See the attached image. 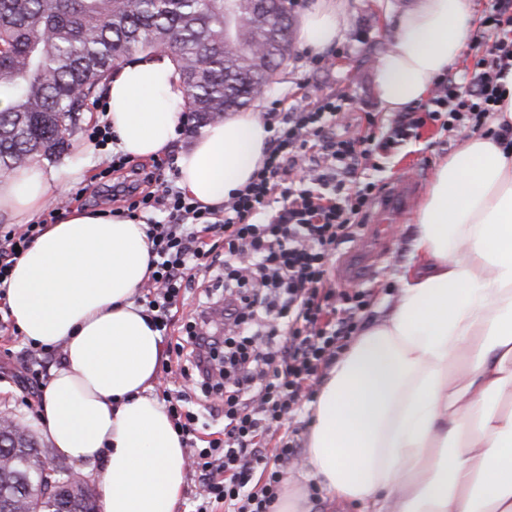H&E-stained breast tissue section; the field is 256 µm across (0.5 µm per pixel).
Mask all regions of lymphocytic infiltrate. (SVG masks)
Instances as JSON below:
<instances>
[{
  "mask_svg": "<svg viewBox=\"0 0 512 512\" xmlns=\"http://www.w3.org/2000/svg\"><path fill=\"white\" fill-rule=\"evenodd\" d=\"M472 40L489 50L476 58L470 85L441 76L425 104L398 115L377 139L337 132L346 96L286 109L272 100L265 161L223 212L167 184L115 191L129 216L155 210L167 217L147 227L153 258L138 298L157 331L167 333L193 276L204 281L206 305L185 324L174 364L163 368L179 372L205 399L224 402V435L201 448L199 417L184 395L163 396L201 483L193 512H272L299 454L282 429L313 399L366 306L363 292L328 283L337 247L375 200V184L358 171L427 123L451 132L485 128L512 72V0H494ZM44 225L0 230V284Z\"/></svg>",
  "mask_w": 512,
  "mask_h": 512,
  "instance_id": "obj_1",
  "label": "lymphocytic infiltrate"
}]
</instances>
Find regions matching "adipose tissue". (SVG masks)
<instances>
[{"label":"adipose tissue","instance_id":"obj_1","mask_svg":"<svg viewBox=\"0 0 512 512\" xmlns=\"http://www.w3.org/2000/svg\"><path fill=\"white\" fill-rule=\"evenodd\" d=\"M340 0L300 26L315 52L341 34ZM475 0H417L375 71L384 111L420 102L462 56ZM105 119L131 160L167 153L186 107L177 65L138 53L108 82ZM270 132L231 112L177 158L178 186L223 209L261 167ZM56 183L28 163L0 177V215L39 220ZM151 259L146 226L73 209L17 259L5 284L12 321L60 362L42 393L46 441L99 469L101 512H179L188 458L151 395L163 346L135 297ZM302 464L330 512H512V146L466 137L419 202L411 260L392 309L326 372Z\"/></svg>","mask_w":512,"mask_h":512}]
</instances>
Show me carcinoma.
Returning a JSON list of instances; mask_svg holds the SVG:
<instances>
[{
  "label": "carcinoma",
  "instance_id": "obj_1",
  "mask_svg": "<svg viewBox=\"0 0 512 512\" xmlns=\"http://www.w3.org/2000/svg\"><path fill=\"white\" fill-rule=\"evenodd\" d=\"M225 0H0V176L68 149L66 133L103 93L115 64L164 52L180 70L196 127L249 106L291 52L294 0L271 14L236 0L233 45L224 44ZM13 448L14 466L38 480L34 447Z\"/></svg>",
  "mask_w": 512,
  "mask_h": 512
}]
</instances>
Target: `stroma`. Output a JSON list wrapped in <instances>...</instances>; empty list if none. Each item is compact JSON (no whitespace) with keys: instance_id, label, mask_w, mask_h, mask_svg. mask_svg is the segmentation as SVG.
<instances>
[{"instance_id":"35a3bbf8","label":"stroma","mask_w":512,"mask_h":512,"mask_svg":"<svg viewBox=\"0 0 512 512\" xmlns=\"http://www.w3.org/2000/svg\"><path fill=\"white\" fill-rule=\"evenodd\" d=\"M415 3L416 0H344L345 10L340 18L342 34L323 51L324 65L311 68L309 49L302 42H295L287 63L278 70L275 82L262 98L251 104V111H263L266 103L274 99L291 104L305 103L343 92L349 97L345 110L350 131L363 136L370 133L382 136L390 128L394 115L383 111L376 99L375 66L391 46L392 29L399 14ZM104 122V112L89 106L80 114L67 137L69 148L66 153L42 162L45 169L58 174L52 197L60 201L62 210H69L74 205L97 211L113 207L112 185L117 178L110 169L112 152L106 148L93 153L87 150L92 128ZM467 135L464 129L450 134L436 125H426L417 137L380 158L379 169L367 170L365 176L382 192L393 183L412 177L418 192H425L438 163L453 153ZM65 164L84 169V178L75 181L61 173L60 168ZM413 222L414 215L409 212L386 227L381 263L371 277L353 284L369 295V305L360 315V325L381 317L395 303L398 278L410 260ZM26 344L25 337L14 334L13 330L0 331V414H9L38 438L42 435L39 417L29 413L22 402L23 397L41 392L40 387L23 381L19 357Z\"/></svg>"}]
</instances>
